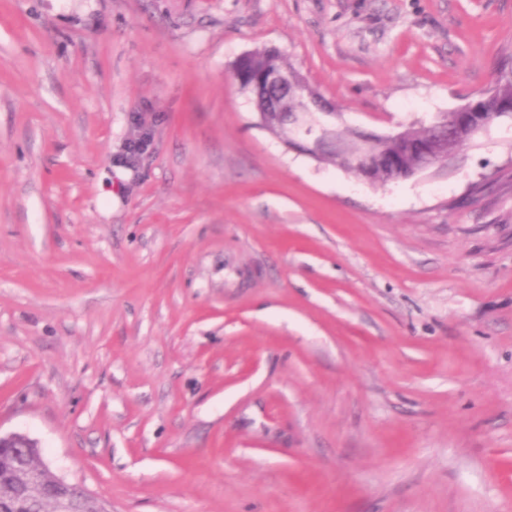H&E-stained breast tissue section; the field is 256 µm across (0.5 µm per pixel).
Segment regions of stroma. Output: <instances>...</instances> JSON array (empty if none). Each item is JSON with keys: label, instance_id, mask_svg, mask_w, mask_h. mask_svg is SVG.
<instances>
[{"label": "stroma", "instance_id": "obj_1", "mask_svg": "<svg viewBox=\"0 0 512 512\" xmlns=\"http://www.w3.org/2000/svg\"><path fill=\"white\" fill-rule=\"evenodd\" d=\"M263 47L391 133L512 0H0V432L109 512H512V120L372 185L259 126Z\"/></svg>", "mask_w": 512, "mask_h": 512}]
</instances>
